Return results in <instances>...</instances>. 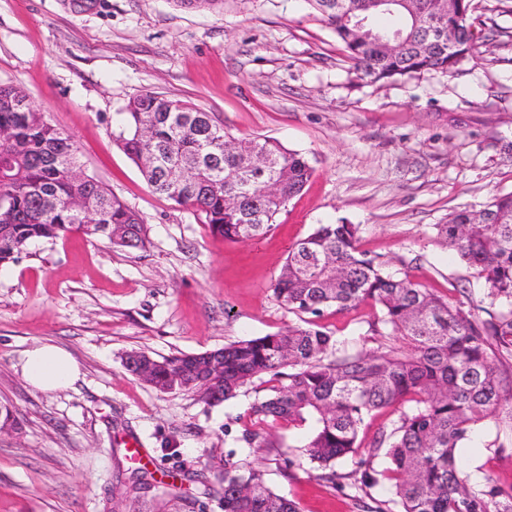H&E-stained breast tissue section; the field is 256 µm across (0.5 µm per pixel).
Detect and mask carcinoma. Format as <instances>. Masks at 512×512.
I'll list each match as a JSON object with an SVG mask.
<instances>
[{
    "label": "carcinoma",
    "instance_id": "obj_1",
    "mask_svg": "<svg viewBox=\"0 0 512 512\" xmlns=\"http://www.w3.org/2000/svg\"><path fill=\"white\" fill-rule=\"evenodd\" d=\"M342 44L356 75L390 83L425 73H448L468 59L474 41L473 0H307ZM400 34L396 50L380 42ZM0 265L15 262L29 244L68 233L143 249L141 216L80 167L71 137L35 109L18 86L0 85ZM115 141L149 187L190 207L226 242L267 234L314 168L302 154L273 138H234L209 113L155 92L142 93L118 113ZM256 154L274 161L263 173L250 167ZM281 183L275 194L266 184ZM358 224H320L297 241L270 290L277 304L297 314L322 309L376 310L371 330L401 346L354 350L349 341L310 321L284 331L231 342L220 368L200 381L208 352L156 358L124 354L125 369L161 392L195 394L207 404L237 397L259 381L267 393L246 411L250 425L238 442L274 448L283 441L260 430L288 426V466L305 462L335 483L336 465L355 460V482L386 496L364 512H512V486L471 478L459 454L475 428L494 419L512 433V192L478 208L452 210L431 227L430 239L455 251L486 289L491 309L481 319L408 274L359 249ZM396 419L366 447L359 432L375 412ZM149 472H130L132 484L112 495V512H127L152 493L155 512L177 495L152 488ZM191 478L223 512H299L272 489L265 471L249 462H226L212 482Z\"/></svg>",
    "mask_w": 512,
    "mask_h": 512
}]
</instances>
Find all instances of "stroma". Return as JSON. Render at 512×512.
<instances>
[{
  "label": "stroma",
  "instance_id": "stroma-1",
  "mask_svg": "<svg viewBox=\"0 0 512 512\" xmlns=\"http://www.w3.org/2000/svg\"><path fill=\"white\" fill-rule=\"evenodd\" d=\"M474 58L459 71L384 85L358 79L307 0H0V84L22 87L70 135L84 171L138 212L146 249L73 233L0 266V512H111L113 449L138 442L141 466L201 510L183 477L226 456L258 464L300 512H358L285 448H240L248 397L209 406L132 376L123 353H198L299 324L269 289L316 225H360V247L456 302L470 270L430 241L449 212L512 192V0H475ZM153 91L209 112L237 138L270 137L314 168L272 230L215 239L192 209L154 193L112 138V115ZM371 305L327 309L319 325L373 349ZM69 352L79 379L53 392L22 372L27 350ZM492 421L464 449L468 474L512 484V451Z\"/></svg>",
  "mask_w": 512,
  "mask_h": 512
}]
</instances>
